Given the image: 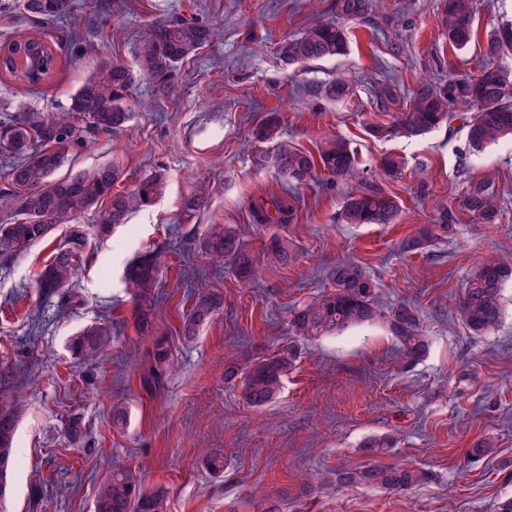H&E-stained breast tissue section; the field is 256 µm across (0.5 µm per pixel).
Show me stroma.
<instances>
[{
    "mask_svg": "<svg viewBox=\"0 0 512 512\" xmlns=\"http://www.w3.org/2000/svg\"><path fill=\"white\" fill-rule=\"evenodd\" d=\"M475 4L478 40L458 51L437 26L441 0H372L365 18L343 22L347 56L300 70L282 66L275 44L335 18L333 0H75L72 40L58 49L55 77L33 92L0 78L1 120L6 106L19 103L55 112L96 64H133L138 41L157 20L185 15L224 29L181 68L172 95L138 83L133 97L149 110L136 111L123 133L90 139L75 152L69 171L116 164L121 190L155 171L166 178L162 197L110 238L89 236L70 286L75 302L66 307L39 294L34 281L62 233L0 259V405L19 411L9 512H40L37 488L52 512H94L99 483L118 468L146 488L165 487L167 512H265L273 499L284 512H498L512 497V284L503 291L504 318L489 334L472 335L456 314L474 267L512 253V141L470 153L460 119L410 139L371 131L394 117L376 105L379 83L396 80L407 94L423 77L478 72L488 31L512 21V0ZM336 77L355 85V97L332 103L321 95V84ZM270 112L280 114L293 146L312 151L329 135L349 140L370 183L396 197L402 212L394 224H344L339 213L350 183L323 177L303 185L296 220L282 230L297 261L264 268L248 284L208 258L198 237L203 225L230 224L251 250H262L269 234L251 224L248 199L285 188L274 170L251 165L253 130ZM391 152L407 161L398 180L378 167ZM473 180L495 187L498 223H477L463 210ZM201 181L212 201L195 213L186 203ZM446 211L454 215L446 232L403 250ZM148 252L163 264L154 327L171 346L167 381L153 393L139 383L145 343L122 283L126 265ZM339 261L376 277L380 303L415 304L431 338L428 355L400 364L385 328L354 327L310 345L275 402L246 405L224 382L226 364H245L285 342L291 310L327 289L324 271ZM201 287L221 293L224 307L187 342L188 294ZM94 321L115 328L111 350L94 360L75 357L70 337ZM116 402L130 415L122 429L112 426ZM74 416L87 431L79 446L65 436ZM384 435L396 445L381 464L422 467L432 481L404 494L312 482L344 460L363 462L361 442ZM479 441L491 452L471 457ZM215 448L224 453L218 475L205 465Z\"/></svg>",
    "mask_w": 512,
    "mask_h": 512,
    "instance_id": "obj_1",
    "label": "stroma"
}]
</instances>
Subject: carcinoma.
I'll return each mask as SVG.
<instances>
[{"mask_svg": "<svg viewBox=\"0 0 512 512\" xmlns=\"http://www.w3.org/2000/svg\"><path fill=\"white\" fill-rule=\"evenodd\" d=\"M371 0H335L336 14L348 19L364 16ZM73 0H15V8L34 27L47 23H68ZM473 0H442L439 24L448 45L455 49L469 46L477 34ZM223 31L198 19L170 17L154 25L135 50L134 65L118 60L103 61L83 80L59 112L45 113L20 108L6 121L0 120V149L12 154L6 162V180L0 188V257L9 258L31 246L48 241L55 231L66 226V244L57 246L51 258L36 273L39 290L59 296L62 304L71 303L67 288L76 269L77 258L86 245L87 232L77 223L84 212L98 210L96 234L106 237L116 226L126 223L134 211L150 205L162 192L164 174L154 173L130 191H118L122 170L102 163L74 175L58 176L70 152L100 135L122 131L135 109L148 104L135 101L132 92L141 79L158 93L169 96L176 87L178 73ZM58 42L44 33H23L0 43V77L24 87L48 81L58 65ZM349 33L333 20L317 21L303 33L286 37L276 46L278 59L285 67L335 59L347 54ZM487 62L472 77L452 72L440 82L424 77L413 96H400L389 84L380 86L377 99L398 106L396 124L379 125L380 136H419L451 118V109L476 107L468 125V147L473 152L512 139V25L498 27L488 35ZM323 96L330 101L355 96L354 85L336 78L327 82ZM281 118L271 112L254 129L260 143H275L273 150L259 149L252 155L257 170L273 169L290 187L311 181L321 171L332 178L355 183L344 199L341 220L345 224H394L401 213L396 198L367 185L357 150L337 136H328L314 152L279 139ZM380 168L390 177L402 175L404 161L387 155ZM462 206L482 224H494L500 214L496 190L482 181H472L465 189ZM251 222L261 229L284 226L294 221L295 197L253 195L249 199ZM208 256L224 264L240 281L253 283L263 267L286 266L297 258L292 243L278 234L265 242L262 253L247 248L237 230L226 224H211L199 241ZM161 266L152 255L133 262L125 273V288L134 305L136 326L147 342L140 362V383L148 391L163 388L170 364L168 340L153 328V312L158 298ZM329 291L290 313L291 340L271 354L253 359L243 369L230 363L224 369V382L239 388L246 404L261 409L280 394L288 372L299 354L298 342L336 336L359 325L381 323L398 342V355L406 362L424 357L429 349L415 306L400 301L385 308L376 299V283L356 263L339 262L327 270ZM512 282V254L476 267L466 280L457 311L463 324L475 335L494 330L503 318L502 291ZM224 304L218 293L202 289L194 293L190 312L183 320L181 335L194 339L200 328ZM112 325L92 323L69 341L72 354L98 358L112 348ZM18 413L0 407V464L13 472ZM393 447L389 436L365 440L360 451L378 457ZM430 473L422 468L379 463L344 462L323 476L355 489H382L407 492L427 483ZM95 512H166V491L142 488L129 470L107 475L99 484Z\"/></svg>", "mask_w": 512, "mask_h": 512, "instance_id": "carcinoma-1", "label": "carcinoma"}]
</instances>
